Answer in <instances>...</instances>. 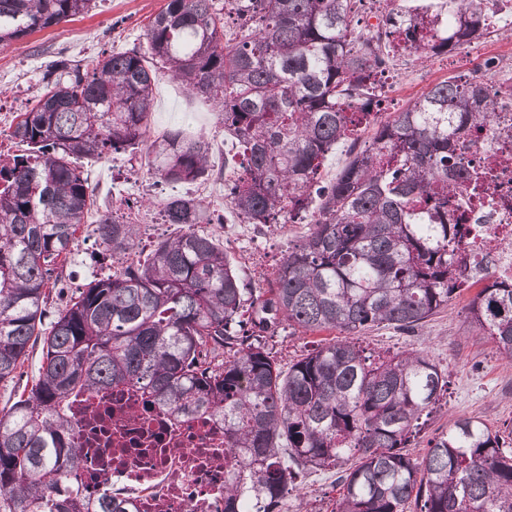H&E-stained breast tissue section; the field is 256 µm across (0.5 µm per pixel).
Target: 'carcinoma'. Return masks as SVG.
Listing matches in <instances>:
<instances>
[{
    "label": "carcinoma",
    "mask_w": 512,
    "mask_h": 512,
    "mask_svg": "<svg viewBox=\"0 0 512 512\" xmlns=\"http://www.w3.org/2000/svg\"><path fill=\"white\" fill-rule=\"evenodd\" d=\"M93 0H0V45L89 11ZM361 0H166L145 30L146 50L114 52L82 68L62 59L20 113L0 153V383L30 350L41 364L0 416V512H128L74 494L87 449L74 442L73 401L132 384L174 417H224V512H288L299 480L334 469L336 512H512V454L499 432L460 417L407 452L445 374L423 351L374 362L350 337L381 324L410 329L461 288L481 285L470 324L512 361V280L475 271L462 247L459 201L485 182L463 167L464 141L492 120L483 82L450 78L381 126L327 184L328 154L379 104L390 55L448 54L488 30L463 0L390 8L371 36L356 34ZM241 34L225 37L224 15ZM168 75L217 109L242 149L243 175L224 186L245 224L309 220L269 294L247 288L213 238L194 226L205 201L173 196L167 224L183 231L143 261L95 278L65 304L63 258L80 226L113 255L138 246L139 225L96 208L78 161L144 147L169 182L221 180L209 143L181 128L151 135L154 90ZM346 338L282 374L266 340L282 323Z\"/></svg>",
    "instance_id": "cac0c4a2"
}]
</instances>
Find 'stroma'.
I'll list each match as a JSON object with an SVG mask.
<instances>
[{"label": "stroma", "instance_id": "stroma-1", "mask_svg": "<svg viewBox=\"0 0 512 512\" xmlns=\"http://www.w3.org/2000/svg\"><path fill=\"white\" fill-rule=\"evenodd\" d=\"M166 0H95L88 13L58 25L35 31L11 45L0 46V149L14 150L9 134L20 112L32 108L43 91L42 77L58 58L85 65L101 54L141 46L145 28ZM475 63L467 48L449 54L432 55L415 61L407 56L394 59L388 72L394 91L384 99L379 113L360 126L353 145H340L321 167L319 182L326 183L350 160L351 149L373 144L382 124L391 121L412 101L435 84L451 77L464 78ZM183 127L204 136L212 145L210 161L223 167L225 181L233 180V168L224 165V128L212 107L189 97L169 76H162L154 92L151 127L160 132ZM80 167L95 191L99 208H124L133 223L141 227L140 243L133 260H142L157 242L179 233L178 225L156 229L157 204L174 195H205L211 223L200 224L198 232L215 237L232 259L248 287L268 289L274 282L284 255L305 237L309 224L288 221L279 224H232L223 220L230 213L223 183H169L153 175L143 150L129 151L100 159L82 160ZM120 262L105 259L103 248L86 224L77 233L73 251L63 268L68 292L85 287L94 275L120 269ZM471 288L459 290L446 308L411 329L376 326L356 335L366 354L392 355L398 352H427L445 372L448 384L437 410L422 418L411 439L412 457L424 455L430 440L446 431L459 417H473L504 436L512 447V362L501 359L493 341L475 333L467 319V306L474 296ZM335 330L302 332L281 325L266 344L280 368L300 360L320 345L338 338ZM342 487L331 470L307 475L299 495L309 512H334Z\"/></svg>", "mask_w": 512, "mask_h": 512}]
</instances>
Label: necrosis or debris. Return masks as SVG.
<instances>
[{
    "instance_id": "1",
    "label": "necrosis or debris",
    "mask_w": 512,
    "mask_h": 512,
    "mask_svg": "<svg viewBox=\"0 0 512 512\" xmlns=\"http://www.w3.org/2000/svg\"><path fill=\"white\" fill-rule=\"evenodd\" d=\"M506 73L512 75V50L481 75L498 108L465 149L470 172L494 167L492 189L465 200L461 212L469 253L497 277L512 279V207L500 202L502 194H512V105L500 81ZM78 404L96 412L79 417L74 435L90 451L77 480L80 497L96 501L109 495L138 512H224L223 419L174 418L161 407H145L139 390L129 385L85 395ZM107 432L120 443V459L96 451Z\"/></svg>"
}]
</instances>
